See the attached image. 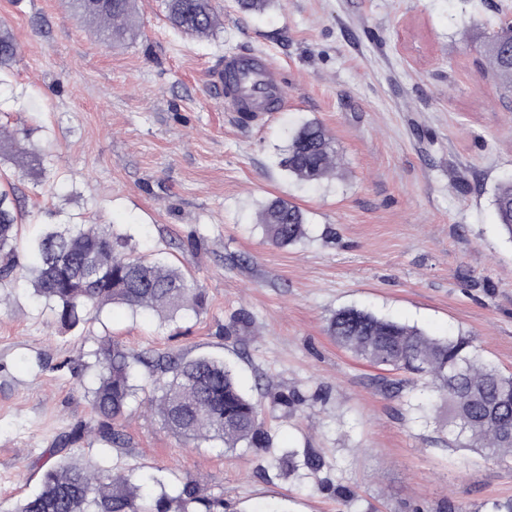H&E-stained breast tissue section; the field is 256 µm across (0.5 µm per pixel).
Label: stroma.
Segmentation results:
<instances>
[{
	"label": "stroma",
	"instance_id": "35a3bbf8",
	"mask_svg": "<svg viewBox=\"0 0 512 512\" xmlns=\"http://www.w3.org/2000/svg\"><path fill=\"white\" fill-rule=\"evenodd\" d=\"M206 38L175 29L165 0H135L140 34L101 44L67 0H0V31L20 45L0 70V124L18 152L0 156L35 223L112 224L133 245L191 274L207 305L169 319L106 308L66 331L26 283L0 288V504L35 489L40 452L82 425L77 454L165 485L189 479L224 497V512H490L512 498V467L448 445L444 410L422 385L339 348L326 332L357 306L423 329L473 336L512 373V239L493 193L512 180V93L488 72L483 45L512 21V0H271L245 13L212 0ZM271 56L287 104L267 115L225 111L206 67L227 52ZM332 137L336 177L303 185L275 164L291 127ZM46 157L32 169L31 154ZM294 202L306 239L269 244L271 199ZM251 327L223 332L240 312ZM111 338L129 352L224 358L240 387L297 391L263 418L279 451L313 448L354 490L337 504L306 470L281 472L256 448L184 442L140 393L126 444L95 437L87 353Z\"/></svg>",
	"mask_w": 512,
	"mask_h": 512
}]
</instances>
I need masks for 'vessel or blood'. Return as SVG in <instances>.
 Masks as SVG:
<instances>
[{
  "label": "vessel or blood",
  "instance_id": "b4317fda",
  "mask_svg": "<svg viewBox=\"0 0 512 512\" xmlns=\"http://www.w3.org/2000/svg\"><path fill=\"white\" fill-rule=\"evenodd\" d=\"M210 84L229 112H279L286 105L278 68L260 51L224 54L210 69Z\"/></svg>",
  "mask_w": 512,
  "mask_h": 512
}]
</instances>
